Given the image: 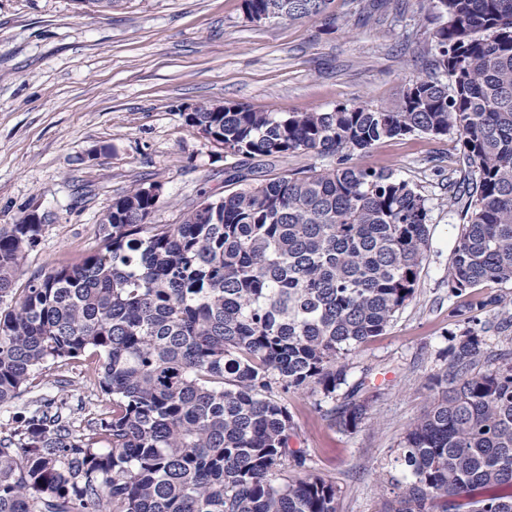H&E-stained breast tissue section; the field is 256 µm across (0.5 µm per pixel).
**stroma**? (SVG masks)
I'll use <instances>...</instances> for the list:
<instances>
[{
	"mask_svg": "<svg viewBox=\"0 0 512 512\" xmlns=\"http://www.w3.org/2000/svg\"><path fill=\"white\" fill-rule=\"evenodd\" d=\"M333 0L329 13L296 23L249 22L242 0H112L89 14L78 0H0V226L30 213L45 219L21 280L78 263L101 243L113 198L140 183L162 188L159 224H175L200 193L223 195L221 147L186 126L209 103L267 112L388 104L423 62L431 27L417 0ZM460 145L410 136L378 144L365 162L392 170L429 203V248L413 298L386 331L347 358L348 383L365 382L367 419L352 433L327 410L346 395L289 394L290 445L310 472L338 488L337 512H381L390 463L430 402L425 383L445 371L454 314L471 293L449 292L448 262L461 232L448 207ZM108 401L81 366L38 376L0 421L39 398Z\"/></svg>",
	"mask_w": 512,
	"mask_h": 512,
	"instance_id": "35a3bbf8",
	"label": "stroma"
}]
</instances>
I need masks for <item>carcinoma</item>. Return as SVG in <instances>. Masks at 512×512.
I'll use <instances>...</instances> for the list:
<instances>
[{
    "mask_svg": "<svg viewBox=\"0 0 512 512\" xmlns=\"http://www.w3.org/2000/svg\"><path fill=\"white\" fill-rule=\"evenodd\" d=\"M330 2L243 10L290 23ZM417 2L434 24L429 73L392 103L185 113L232 159L225 183L240 188L203 195L179 223L153 222L159 201L137 186L112 201L96 251L22 288L42 225L0 227V407L88 352L111 397L105 408L39 400L0 422V512H337L336 484L289 447L288 394L347 384L346 355L413 297L429 246L427 199L357 156L395 137L457 138L463 178L448 182V205L462 231L448 288L512 284V0ZM305 154L329 164L257 178ZM500 302L458 312L465 328L429 378L383 512H512V354L485 340L511 330L512 314L477 317ZM363 385L327 412L331 424L363 423Z\"/></svg>",
    "mask_w": 512,
    "mask_h": 512,
    "instance_id": "cac0c4a2",
    "label": "carcinoma"
}]
</instances>
